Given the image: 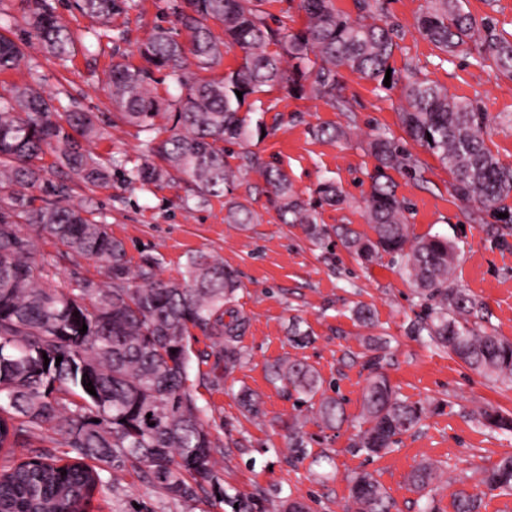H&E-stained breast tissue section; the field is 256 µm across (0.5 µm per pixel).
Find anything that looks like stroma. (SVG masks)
<instances>
[{
  "label": "stroma",
  "instance_id": "stroma-1",
  "mask_svg": "<svg viewBox=\"0 0 512 512\" xmlns=\"http://www.w3.org/2000/svg\"><path fill=\"white\" fill-rule=\"evenodd\" d=\"M137 9L115 16L113 40L98 50L95 22L70 10L60 0L58 14L85 48L69 63L31 54L28 64L0 74V95L13 85L38 79L46 93L69 109L97 113L109 126L92 149L104 158L143 162L144 133L112 119L106 71L114 60L140 64L136 51L155 25L175 27L170 0H139ZM383 15L396 31L398 47L391 60L403 80L427 78L449 95L477 102L488 115L485 142L499 160L512 165V80L493 63L477 64L466 53H441L417 30L416 19L426 0H380ZM343 94L351 111H339L325 98L297 99L284 91L262 95L249 123L263 121L265 133L247 145H225L230 166L238 168L243 151L256 154L261 166L239 171L234 195L248 200L257 213L252 224L226 220L223 200L185 209L190 183L179 180L157 187L132 185L123 168L112 169L106 188L75 189L71 201L95 200L107 217L113 236L122 239L133 263L151 256L165 279L181 278L190 255L202 251L237 270L240 286L231 306L243 321L235 345L239 366L223 382L214 380V338L195 333L189 383L216 444L217 476L225 500L182 504L138 478L132 470L117 473L116 492L95 496L90 512H130L132 504L147 512H276L279 501L307 502L310 512H343L349 496L347 480L369 472L385 487L397 512H422L427 500L407 482L410 471L427 462L437 471L435 500L448 507L451 492L473 490L481 469L512 454V435L484 426L479 409L494 407L512 413V386L493 382L471 370L447 349L428 345L415 335L424 311L399 258L385 254L365 265L341 243H312L301 225L285 224L264 193L263 166L284 168L295 191L317 200L324 181L336 183L341 204H322L319 219L327 227L341 224L371 234L365 199L376 160L366 145L372 135L398 139L421 165L420 175L391 171L398 197L409 208L411 237H448L457 248L452 285L479 300L484 323L512 340V224L495 222L476 202L451 195L446 167L402 130L399 113L407 102L402 88L375 90L372 82L344 72ZM322 126L346 130L344 139L317 137ZM368 307L374 324L364 327L355 316ZM309 341L298 346L295 332ZM313 366L327 394H338L348 416L340 429L321 428L315 411L299 403L294 392L272 382V365L284 358ZM379 360L402 399L422 403L427 414L398 445L370 458L349 446L361 421L362 395ZM253 392L261 412L251 416L239 405L241 390ZM303 417L307 455L291 458L288 424Z\"/></svg>",
  "mask_w": 512,
  "mask_h": 512
}]
</instances>
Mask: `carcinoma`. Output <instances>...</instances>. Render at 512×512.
Instances as JSON below:
<instances>
[{"instance_id": "obj_1", "label": "carcinoma", "mask_w": 512, "mask_h": 512, "mask_svg": "<svg viewBox=\"0 0 512 512\" xmlns=\"http://www.w3.org/2000/svg\"><path fill=\"white\" fill-rule=\"evenodd\" d=\"M301 2L308 24L295 32L283 20L270 27L252 0H173L172 13L187 41L157 25L138 46L145 65L112 63V107L146 134L145 160L127 170L129 183L159 185L178 173L192 184L196 203L227 196L229 221L252 224L257 214L248 202L232 197L236 174L224 158V144H245L259 133L240 116L249 101L277 87L298 99L327 97L347 111L341 69L382 91L399 83L390 63L397 48L393 28L369 0H363L364 21L336 10L333 0ZM429 2L417 18L425 39L446 54L472 44L478 63L490 60L512 80V40L496 32L491 17L476 19L461 0ZM134 6L135 0L73 3L104 26ZM21 9V36L14 31V17L0 9L1 74L17 69L32 49L60 60L75 55V38L51 0H21ZM211 21L221 25L224 40L215 37ZM235 46L243 52L237 68L219 78L193 76L191 68L211 70L222 62L224 49ZM287 59L293 62L289 68L283 66ZM159 74L180 86L176 99L158 95ZM403 93L402 128L448 168L453 195L482 204L495 217L505 213L499 222L511 224L505 201L512 196V166L487 147L486 114L427 80L406 84ZM167 112L171 126H158L156 118ZM104 134L98 115L58 111L34 82L14 87L8 98L0 96V450L12 460L0 470V512H87L95 494L114 486V471L127 467L174 501L224 495L206 410L188 385L190 341L193 329L205 336L237 335L242 320L225 308L238 288L237 277L198 252L188 258L182 281H165L152 257L131 266L125 243L112 236L93 200L69 204L73 186L112 181L113 160L90 148ZM368 146L378 161L366 200L374 237L346 225L335 229L336 236L365 262L381 252L399 256L425 302V320L416 334L447 348L472 370L512 384V341L482 324V306L475 298L450 286L454 246L437 235L409 238L408 207L397 197L387 170L416 173L419 159L385 133ZM265 181L283 223L303 224L310 239L322 242L328 229L319 224L315 205L295 193L288 174L268 164ZM37 239L60 246L59 258L94 263L106 281L78 278L67 288L54 286L52 263L36 259ZM216 358L224 362L227 377L240 362L228 344ZM272 379L303 399L315 397L322 387L318 372L297 359L274 366ZM89 382L94 396L87 391ZM425 411L421 403L400 399L387 375L378 373L365 386L362 422L351 447L378 456L415 429ZM479 417L492 430L512 432V414L485 408ZM317 418L327 429L339 428L346 420L344 402L324 397ZM301 428L297 420L291 425L290 451L298 457L305 455ZM47 441L67 451L60 457L36 452ZM436 480L429 465L410 475L421 491ZM481 484L512 494V455L484 470ZM480 506L477 494H451L452 512H480ZM393 508L373 474L362 472L350 480L345 512Z\"/></svg>"}]
</instances>
